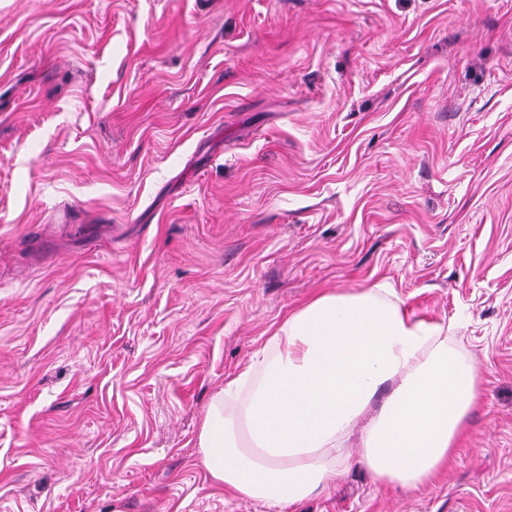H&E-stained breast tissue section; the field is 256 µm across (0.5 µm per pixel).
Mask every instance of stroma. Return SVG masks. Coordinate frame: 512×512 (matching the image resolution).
Here are the masks:
<instances>
[{
  "label": "stroma",
  "mask_w": 512,
  "mask_h": 512,
  "mask_svg": "<svg viewBox=\"0 0 512 512\" xmlns=\"http://www.w3.org/2000/svg\"><path fill=\"white\" fill-rule=\"evenodd\" d=\"M379 281L483 403L421 489L296 512H512V0H0V512H268L210 401Z\"/></svg>",
  "instance_id": "stroma-1"
}]
</instances>
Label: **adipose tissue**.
Segmentation results:
<instances>
[{
    "instance_id": "ef3b65f1",
    "label": "adipose tissue",
    "mask_w": 512,
    "mask_h": 512,
    "mask_svg": "<svg viewBox=\"0 0 512 512\" xmlns=\"http://www.w3.org/2000/svg\"><path fill=\"white\" fill-rule=\"evenodd\" d=\"M452 330L408 312L385 281L315 295L214 395L198 432L204 468L269 512L354 465L382 485L430 483L481 401Z\"/></svg>"
}]
</instances>
